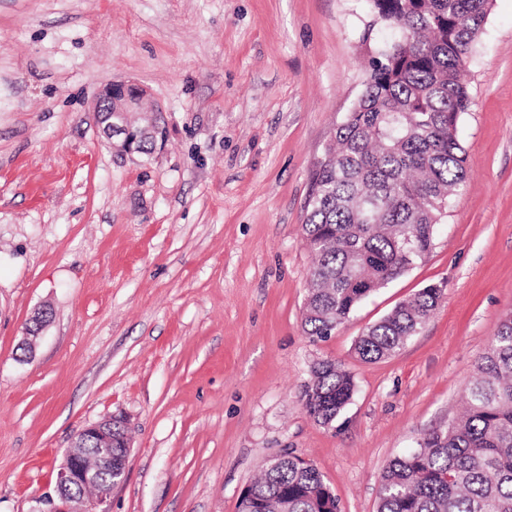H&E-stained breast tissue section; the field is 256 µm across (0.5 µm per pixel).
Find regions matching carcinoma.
<instances>
[{"instance_id":"cac0c4a2","label":"carcinoma","mask_w":512,"mask_h":512,"mask_svg":"<svg viewBox=\"0 0 512 512\" xmlns=\"http://www.w3.org/2000/svg\"><path fill=\"white\" fill-rule=\"evenodd\" d=\"M368 29L398 36L369 61L360 95L311 174L302 235L317 256L304 328L323 341L356 307L395 281L434 245L436 226L466 186L457 123L471 99L461 73L473 61L493 0H367ZM430 285L358 338L373 362L399 351L432 316ZM355 392L342 364L321 359L300 391L307 413L332 424ZM269 512H316L338 501L320 470L299 456H271L249 487ZM377 512H512V316L477 364L462 414L432 430L381 476Z\"/></svg>"}]
</instances>
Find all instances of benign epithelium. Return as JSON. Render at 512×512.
I'll use <instances>...</instances> for the list:
<instances>
[{"label":"benign epithelium","mask_w":512,"mask_h":512,"mask_svg":"<svg viewBox=\"0 0 512 512\" xmlns=\"http://www.w3.org/2000/svg\"><path fill=\"white\" fill-rule=\"evenodd\" d=\"M144 90L129 81L104 88L94 104L100 134L113 150L138 152V131L153 125L158 106L148 108L144 123L132 124L128 113L141 108ZM128 426L121 415L111 414L82 428L55 476V496L47 497V512H110L112 490L125 483L130 452Z\"/></svg>","instance_id":"1"}]
</instances>
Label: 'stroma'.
<instances>
[{
    "mask_svg": "<svg viewBox=\"0 0 512 512\" xmlns=\"http://www.w3.org/2000/svg\"><path fill=\"white\" fill-rule=\"evenodd\" d=\"M371 20L366 0H0V512H46L74 435L113 413L131 449L112 512H238L283 452L342 512H377L389 460L459 411L512 312V0L466 72L468 180L431 253L313 342L310 173L391 39ZM115 81L163 109L151 155L98 133ZM431 284L419 333L360 360L359 336ZM324 358L356 385L328 427L300 400Z\"/></svg>",
    "mask_w": 512,
    "mask_h": 512,
    "instance_id": "stroma-1",
    "label": "stroma"
}]
</instances>
